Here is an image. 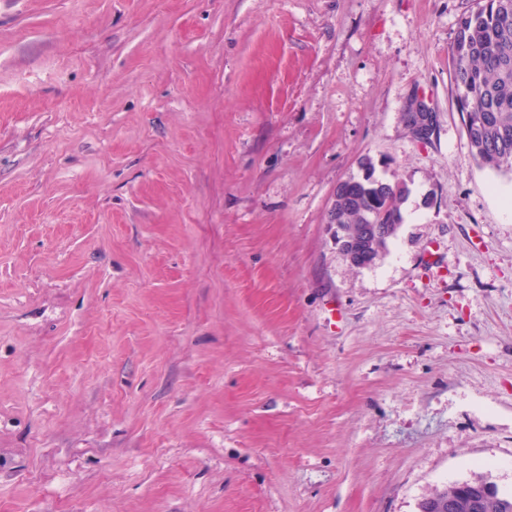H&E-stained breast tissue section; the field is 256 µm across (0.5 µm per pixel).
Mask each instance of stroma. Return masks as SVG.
Returning <instances> with one entry per match:
<instances>
[{
  "label": "stroma",
  "instance_id": "1",
  "mask_svg": "<svg viewBox=\"0 0 512 512\" xmlns=\"http://www.w3.org/2000/svg\"><path fill=\"white\" fill-rule=\"evenodd\" d=\"M474 6L0 0V512L512 493V174L453 83ZM365 156L411 193L354 269L326 217ZM410 106L414 111L426 112L425 120L422 125L409 126V131L412 137L421 143H425L426 141H429L435 134L437 126L436 114L421 97H417L415 100H413Z\"/></svg>",
  "mask_w": 512,
  "mask_h": 512
}]
</instances>
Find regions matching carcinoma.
I'll list each match as a JSON object with an SVG mask.
<instances>
[{
    "instance_id": "obj_1",
    "label": "carcinoma",
    "mask_w": 512,
    "mask_h": 512,
    "mask_svg": "<svg viewBox=\"0 0 512 512\" xmlns=\"http://www.w3.org/2000/svg\"><path fill=\"white\" fill-rule=\"evenodd\" d=\"M452 56L457 102L473 158L482 167L512 174V0H478L477 7L458 20ZM359 170L338 185L327 218L329 224L356 232L355 249H340L354 268L360 260L375 261L387 250L403 223L410 193L403 182L396 191L383 186L385 179L376 176L368 156L359 161ZM373 224L388 225L386 236L377 237ZM456 491L455 484L438 488L422 508L448 512V496ZM455 512H512V495L494 489L485 495L484 506L470 508L464 502Z\"/></svg>"
}]
</instances>
